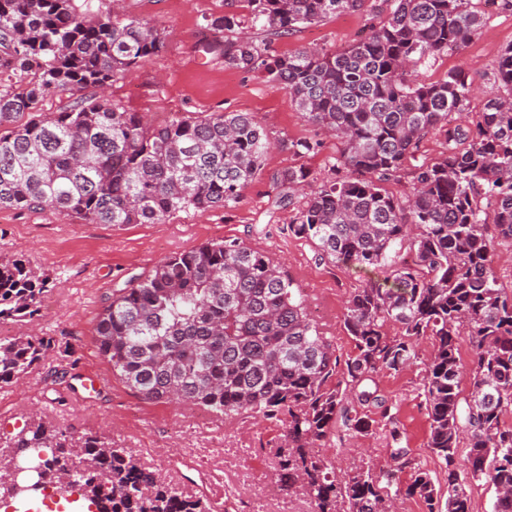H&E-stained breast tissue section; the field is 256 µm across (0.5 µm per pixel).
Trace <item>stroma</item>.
<instances>
[{"label":"stroma","mask_w":512,"mask_h":512,"mask_svg":"<svg viewBox=\"0 0 512 512\" xmlns=\"http://www.w3.org/2000/svg\"><path fill=\"white\" fill-rule=\"evenodd\" d=\"M245 11L244 0H235ZM226 0H118L117 10L149 23L162 32L164 46L147 63L130 68L103 93L129 112L153 123L176 116H204L213 112H251L267 131L272 147L263 160L264 172L244 190L235 207L188 210L163 224H87L52 210L0 209V255L26 261L37 275L49 278L39 312L21 322L0 320V338H52L42 363L14 384H0V444L33 416L90 432L115 445L132 449L141 459L175 458L176 484L190 493L202 492L209 478L223 485L224 504L232 512H311L303 496L279 492L275 503L264 497L266 486L278 485L275 453L281 428L250 417L224 419L202 414L200 407L182 402L144 400L112 372L98 349L95 327L116 289L146 274L164 258L228 238L244 240L288 271L302 289L313 320L337 354L352 353L354 343L344 327L349 298L366 275L359 270L323 264L314 258L310 242L296 238L288 226L295 209L275 202L269 172L304 163L317 176H326L336 157L337 139L309 122L287 89L262 74L225 68L223 60L206 55L202 42L206 19L223 15ZM487 23L461 52L441 55L416 65L419 83L443 79L448 70L464 67L474 83L471 111H480L496 94L493 80L502 50L512 44V11L492 8ZM368 24L362 13H341L325 21L301 26L276 41L278 53L308 47L339 50L359 39ZM310 139L321 147L297 159L289 141ZM432 349L430 337L419 340L420 362L399 371H381L380 387L396 402V419L407 437L411 456L425 469L439 490H446L448 470L427 446L429 423L424 408L423 358ZM101 377L96 392L85 390L87 371ZM385 420L376 419L373 433L336 430L321 452L336 475L367 462L374 471L395 470L408 483L410 469L398 468L390 456Z\"/></svg>","instance_id":"stroma-1"}]
</instances>
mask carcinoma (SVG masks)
<instances>
[{
    "label": "carcinoma",
    "mask_w": 512,
    "mask_h": 512,
    "mask_svg": "<svg viewBox=\"0 0 512 512\" xmlns=\"http://www.w3.org/2000/svg\"><path fill=\"white\" fill-rule=\"evenodd\" d=\"M104 0H0V74L25 84L0 90V207L52 209L89 224H162L189 209L232 208L261 171L270 140L250 112L174 117L152 126L98 96L37 113L50 90L102 88L157 55L161 34L103 9ZM248 14L207 20L205 53L224 67L263 74L298 109L340 141L331 175L305 165L274 172L280 201L298 203L289 231L311 241L316 259L364 271L392 266L351 295L346 357L320 335L284 268L238 239L169 256L112 296L95 333L100 351L135 392L176 399L226 417L252 414L285 425L280 481L299 488L316 512H386L400 496L425 512H471L466 485L487 476L492 512H512V293L494 267L512 243V45L495 69L499 94L470 111L463 68L433 84L407 79L410 65L459 51L484 24L482 0H246ZM344 12L380 18L369 34L334 51L281 55L273 43L302 25ZM260 28L267 37L247 35ZM431 133L434 161L419 156ZM318 143L292 140L299 158ZM411 178L395 198L385 185ZM409 240L411 261L397 246ZM47 278L0 257V319L39 311ZM390 323L402 334L391 336ZM475 346L472 389L463 395L455 340ZM424 362L428 448L448 468L447 498L412 463L405 433L377 384L383 370ZM46 337L0 339V383L22 378L51 349ZM392 425L391 457L413 470L406 488L363 463L338 478L315 448L337 425L369 435L370 409ZM467 439L466 472L453 468ZM13 448H48L46 471L61 498L74 486L96 512H212L129 448L75 436L35 420ZM72 473L64 484L60 477Z\"/></svg>",
    "instance_id": "carcinoma-1"
}]
</instances>
